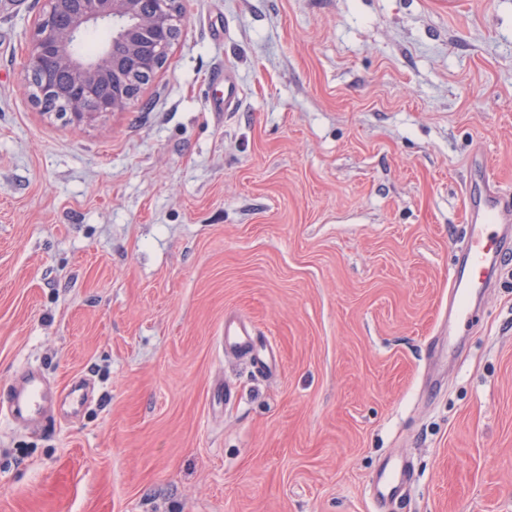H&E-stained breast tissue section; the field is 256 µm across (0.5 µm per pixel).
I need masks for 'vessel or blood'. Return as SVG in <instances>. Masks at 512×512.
Returning a JSON list of instances; mask_svg holds the SVG:
<instances>
[{
    "instance_id": "vessel-or-blood-1",
    "label": "vessel or blood",
    "mask_w": 512,
    "mask_h": 512,
    "mask_svg": "<svg viewBox=\"0 0 512 512\" xmlns=\"http://www.w3.org/2000/svg\"><path fill=\"white\" fill-rule=\"evenodd\" d=\"M472 164L479 174L477 186H466L471 204L467 213V232L459 248V260L448 281V320L441 331L453 334L454 326L469 315L473 302L486 288L496 268L512 255V196L505 194L489 172L483 155ZM225 354L250 357L258 372H266L274 362L269 350H258L256 330L247 321L225 319L222 338ZM0 411L17 425L39 424L50 428L56 419L48 410L47 385L34 369H27L21 381L0 387ZM411 482L403 460L391 457L379 467L371 481V494L381 512L402 500Z\"/></svg>"
}]
</instances>
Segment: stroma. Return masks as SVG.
I'll return each mask as SVG.
<instances>
[{
	"mask_svg": "<svg viewBox=\"0 0 512 512\" xmlns=\"http://www.w3.org/2000/svg\"><path fill=\"white\" fill-rule=\"evenodd\" d=\"M43 7L0 0V385L94 399L0 418V512H377L388 456L398 512H512V258L438 327L474 152L512 193V0H182L80 127L24 86ZM231 314L272 374L225 356ZM0 411L15 425L38 423L48 429L57 423L48 410L46 381L31 368L21 381L0 387ZM411 482L410 471L401 459L389 457L371 481V494L379 511H392L390 506L402 500Z\"/></svg>",
	"mask_w": 512,
	"mask_h": 512,
	"instance_id": "obj_1",
	"label": "stroma"
}]
</instances>
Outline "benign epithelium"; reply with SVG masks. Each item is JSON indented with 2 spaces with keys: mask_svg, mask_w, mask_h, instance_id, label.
Instances as JSON below:
<instances>
[{
  "mask_svg": "<svg viewBox=\"0 0 512 512\" xmlns=\"http://www.w3.org/2000/svg\"><path fill=\"white\" fill-rule=\"evenodd\" d=\"M180 0H45L31 24L23 70L33 103L81 126L119 112L166 64L178 41ZM112 36L91 56L76 45L91 27Z\"/></svg>",
  "mask_w": 512,
  "mask_h": 512,
  "instance_id": "benign-epithelium-1",
  "label": "benign epithelium"
}]
</instances>
